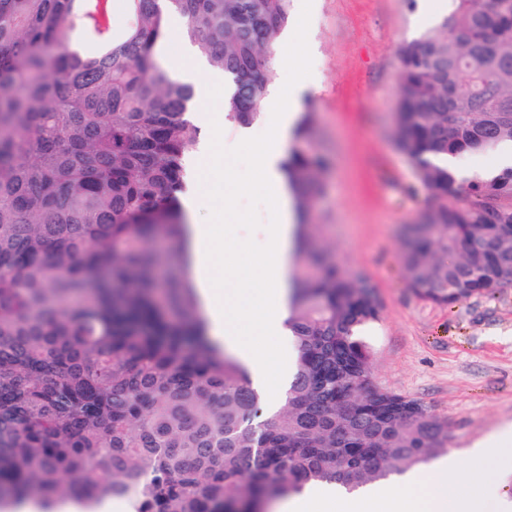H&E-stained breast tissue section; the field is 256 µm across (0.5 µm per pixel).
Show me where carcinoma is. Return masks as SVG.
Returning a JSON list of instances; mask_svg holds the SVG:
<instances>
[{"instance_id": "obj_1", "label": "carcinoma", "mask_w": 512, "mask_h": 512, "mask_svg": "<svg viewBox=\"0 0 512 512\" xmlns=\"http://www.w3.org/2000/svg\"><path fill=\"white\" fill-rule=\"evenodd\" d=\"M95 0H0V512L121 496L133 512H262L306 485L352 492L448 451L421 401L363 390V329L382 304L302 225L279 407L209 340L181 195L201 129L195 92L153 63L169 14L231 91L262 111L290 0H125L101 36ZM99 45L84 53L71 34ZM396 144L433 204L407 229V285L437 304L512 286V166L488 177L430 155L512 145V0H456L399 50ZM313 151L284 171L301 212L322 192Z\"/></svg>"}]
</instances>
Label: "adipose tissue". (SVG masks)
<instances>
[{"instance_id":"obj_1","label":"adipose tissue","mask_w":512,"mask_h":512,"mask_svg":"<svg viewBox=\"0 0 512 512\" xmlns=\"http://www.w3.org/2000/svg\"><path fill=\"white\" fill-rule=\"evenodd\" d=\"M274 62L295 72L296 79L291 89L280 92L278 119L254 148L262 174L259 187L276 203L267 226L266 252L258 262L239 271L240 286L228 293L218 288L211 276L215 266L211 243L216 234L224 232V225L194 224L189 228V250L199 271V300L208 332L248 372L254 388L271 396L278 392L293 360L286 324L298 224L280 161L305 86V76L298 73L287 46L276 48ZM501 454L498 448L476 447L465 469H458L450 456L429 471L411 472L386 487H370L352 495L341 493L332 483L310 485L281 504L279 512H486L483 489Z\"/></svg>"}]
</instances>
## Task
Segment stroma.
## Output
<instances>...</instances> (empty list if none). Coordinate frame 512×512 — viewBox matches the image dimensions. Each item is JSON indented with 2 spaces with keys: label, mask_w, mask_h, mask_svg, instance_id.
I'll return each instance as SVG.
<instances>
[{
  "label": "stroma",
  "mask_w": 512,
  "mask_h": 512,
  "mask_svg": "<svg viewBox=\"0 0 512 512\" xmlns=\"http://www.w3.org/2000/svg\"><path fill=\"white\" fill-rule=\"evenodd\" d=\"M418 0H291L281 37L294 43L307 76L298 112H312L309 143L325 155L324 191L313 200L314 232L348 271H362L383 307L364 332L373 347V384L422 401L448 421V452L459 466L476 445H494V433L512 424V288L454 304L427 301L408 288L400 262L401 235L430 204L414 166L394 142L400 47L421 37ZM223 73L207 70L194 84V120L202 129L190 153L196 163L213 155L224 171L226 208L217 212L211 186L196 183L193 220L234 225L216 240V278L235 285V271L261 253L272 201L257 187L252 138L273 123L265 98L259 119L242 127L220 118Z\"/></svg>",
  "instance_id": "obj_1"
}]
</instances>
